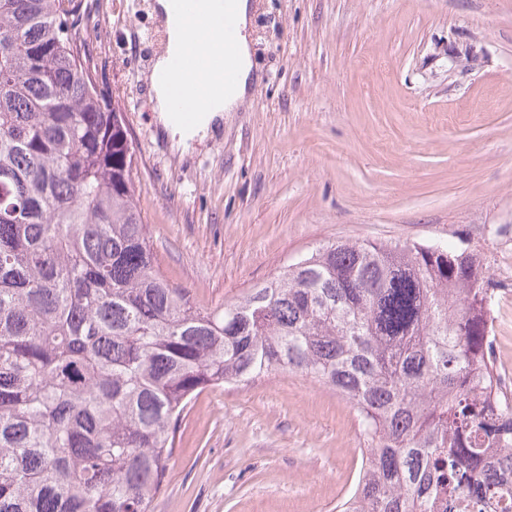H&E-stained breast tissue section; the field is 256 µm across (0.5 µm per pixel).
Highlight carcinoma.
<instances>
[{"instance_id":"obj_1","label":"carcinoma","mask_w":512,"mask_h":512,"mask_svg":"<svg viewBox=\"0 0 512 512\" xmlns=\"http://www.w3.org/2000/svg\"><path fill=\"white\" fill-rule=\"evenodd\" d=\"M82 0H0V512H151L193 398L300 371L368 447L336 512L512 508L480 256L337 240L221 309L161 273Z\"/></svg>"}]
</instances>
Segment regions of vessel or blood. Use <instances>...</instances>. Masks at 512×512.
<instances>
[{
    "instance_id": "b4317fda",
    "label": "vessel or blood",
    "mask_w": 512,
    "mask_h": 512,
    "mask_svg": "<svg viewBox=\"0 0 512 512\" xmlns=\"http://www.w3.org/2000/svg\"><path fill=\"white\" fill-rule=\"evenodd\" d=\"M180 13L189 20H198L203 32H220L224 37L223 51L205 48L196 38L187 39L173 56L175 74L209 80L211 89L221 90L236 80L232 57L237 32L226 0H174Z\"/></svg>"
}]
</instances>
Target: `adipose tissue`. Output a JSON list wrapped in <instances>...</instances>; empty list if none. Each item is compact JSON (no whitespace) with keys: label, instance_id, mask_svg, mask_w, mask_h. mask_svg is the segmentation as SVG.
Masks as SVG:
<instances>
[{"label":"adipose tissue","instance_id":"1","mask_svg":"<svg viewBox=\"0 0 512 512\" xmlns=\"http://www.w3.org/2000/svg\"><path fill=\"white\" fill-rule=\"evenodd\" d=\"M156 10L168 34V52L157 59L150 75L155 110L164 129L176 136L178 148L185 151L192 141L205 139L210 129L216 128L225 113L233 111L243 98L252 79L250 52L245 38H238L234 59L237 78L234 85L225 89L223 94L212 95L207 85L190 82L187 105L196 112L197 118L189 127H176L170 116L173 77L169 54L176 51L187 37L198 35L199 28L176 15L172 0H158Z\"/></svg>","mask_w":512,"mask_h":512}]
</instances>
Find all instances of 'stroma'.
I'll return each instance as SVG.
<instances>
[{
	"label": "stroma",
	"mask_w": 512,
	"mask_h": 512,
	"mask_svg": "<svg viewBox=\"0 0 512 512\" xmlns=\"http://www.w3.org/2000/svg\"><path fill=\"white\" fill-rule=\"evenodd\" d=\"M254 81L186 154L153 110L156 0H84V53L124 113L164 276L214 309L320 244L477 252L512 391V0H251ZM152 512H334L366 442L299 372L191 403Z\"/></svg>",
	"instance_id": "35a3bbf8"
}]
</instances>
